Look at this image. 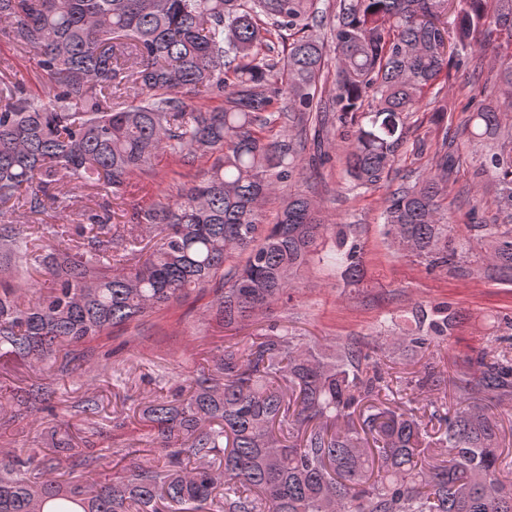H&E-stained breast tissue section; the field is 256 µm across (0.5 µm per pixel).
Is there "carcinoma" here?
<instances>
[{"label":"carcinoma","instance_id":"cac0c4a2","mask_svg":"<svg viewBox=\"0 0 512 512\" xmlns=\"http://www.w3.org/2000/svg\"><path fill=\"white\" fill-rule=\"evenodd\" d=\"M448 0H335V94L322 97L327 49L312 34L318 0H0L9 38L31 54L42 93L0 85V363L69 370L70 348L214 285L224 327L243 323L299 291L314 257L362 277L355 224H327L317 204L290 194L274 224L262 201L288 188L319 126H356L344 159L355 188L383 183L407 120L455 68H479L490 40L512 48V0H458L456 42L443 49ZM288 32L281 57L273 38ZM132 84L138 93L119 102ZM224 95V107L190 108L183 95ZM496 104L464 120L482 147L504 224L470 212L466 234L444 223L459 148L448 105L427 131L435 164L383 201L388 248L429 270L461 268L474 239L487 263L468 273L512 283V55L494 84ZM288 126L270 139L277 120ZM167 152L215 162L175 198L166 195L112 221L79 192L124 198L131 180ZM76 213L43 224L55 245L39 261L51 287L27 279L30 226L1 219L13 207ZM157 238L143 256V234ZM332 246L326 248L327 233ZM414 328L385 337L417 356L451 335L454 318L417 305ZM451 378L456 403L434 440L411 409L379 403L385 380L355 339L322 343L267 333L229 345L211 369L182 378L175 397L148 405L145 434L163 463L136 460L95 480L103 455L53 448L83 474L63 482L32 474L41 449L0 459V512H512L501 478L499 424L482 404L512 402V356L482 354Z\"/></svg>","mask_w":512,"mask_h":512}]
</instances>
